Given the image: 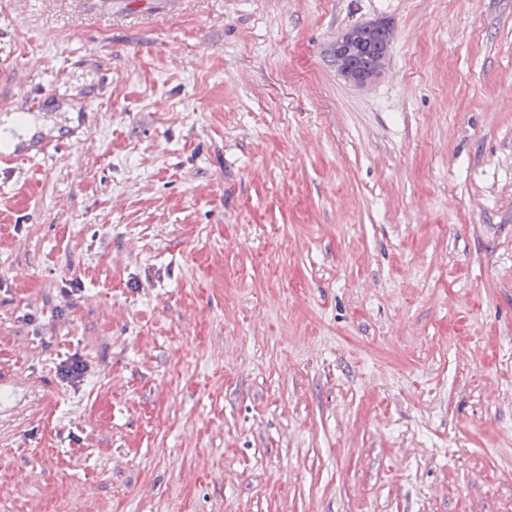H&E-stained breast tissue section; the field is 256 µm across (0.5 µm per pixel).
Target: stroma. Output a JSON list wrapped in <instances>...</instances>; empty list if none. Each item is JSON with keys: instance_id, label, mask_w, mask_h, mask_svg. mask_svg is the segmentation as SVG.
<instances>
[{"instance_id": "stroma-1", "label": "stroma", "mask_w": 512, "mask_h": 512, "mask_svg": "<svg viewBox=\"0 0 512 512\" xmlns=\"http://www.w3.org/2000/svg\"><path fill=\"white\" fill-rule=\"evenodd\" d=\"M21 112L0 512H512V0H0ZM338 35L331 47L333 58L343 61L340 75L356 86H363L377 76L375 67L386 58L391 28L383 20L364 23ZM67 144L69 143L49 144L46 141H36L31 144L19 146L11 153L1 152L0 169H10L18 160L32 157V153L34 156L45 155L50 148L57 150Z\"/></svg>"}]
</instances>
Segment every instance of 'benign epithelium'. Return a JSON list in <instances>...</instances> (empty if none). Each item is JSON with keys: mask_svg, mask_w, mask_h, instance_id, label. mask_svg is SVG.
Instances as JSON below:
<instances>
[{"mask_svg": "<svg viewBox=\"0 0 512 512\" xmlns=\"http://www.w3.org/2000/svg\"><path fill=\"white\" fill-rule=\"evenodd\" d=\"M390 35V25L383 20H373L338 35L331 55L344 62L340 75L356 86L375 78V67L386 58Z\"/></svg>", "mask_w": 512, "mask_h": 512, "instance_id": "benign-epithelium-1", "label": "benign epithelium"}]
</instances>
